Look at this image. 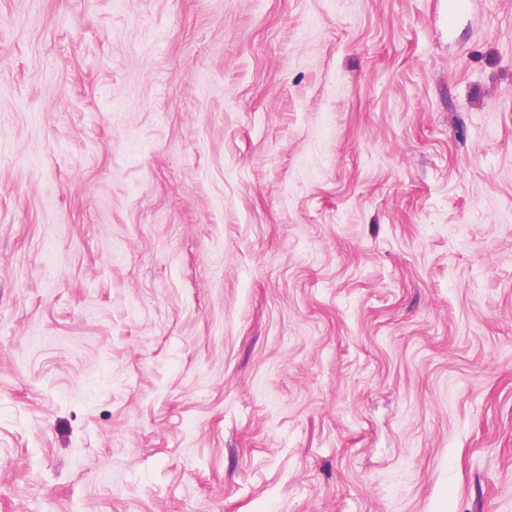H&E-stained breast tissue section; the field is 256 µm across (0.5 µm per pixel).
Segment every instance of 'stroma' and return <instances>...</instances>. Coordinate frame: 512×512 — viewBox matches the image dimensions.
Masks as SVG:
<instances>
[{
	"label": "stroma",
	"mask_w": 512,
	"mask_h": 512,
	"mask_svg": "<svg viewBox=\"0 0 512 512\" xmlns=\"http://www.w3.org/2000/svg\"><path fill=\"white\" fill-rule=\"evenodd\" d=\"M0 0V512H512V0Z\"/></svg>",
	"instance_id": "1"
}]
</instances>
